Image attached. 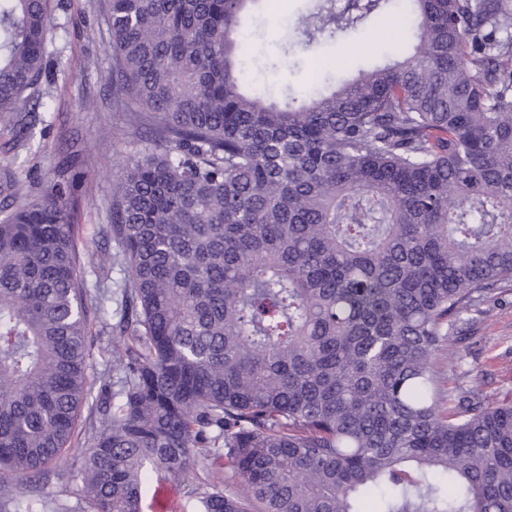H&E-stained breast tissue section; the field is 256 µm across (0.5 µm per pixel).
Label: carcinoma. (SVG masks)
<instances>
[{
    "label": "carcinoma",
    "mask_w": 512,
    "mask_h": 512,
    "mask_svg": "<svg viewBox=\"0 0 512 512\" xmlns=\"http://www.w3.org/2000/svg\"><path fill=\"white\" fill-rule=\"evenodd\" d=\"M257 0H103L124 311L87 512H512V399L445 392L462 316L512 295V0H410L413 51L329 94L243 87ZM389 0H319L302 49ZM50 0H0V122L42 105ZM0 204V512L40 495L91 396L73 186ZM230 474L241 486L224 483Z\"/></svg>",
    "instance_id": "1"
}]
</instances>
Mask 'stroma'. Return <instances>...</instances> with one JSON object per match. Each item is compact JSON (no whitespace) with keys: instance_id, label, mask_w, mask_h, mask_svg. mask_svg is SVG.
Returning a JSON list of instances; mask_svg holds the SVG:
<instances>
[{"instance_id":"obj_1","label":"stroma","mask_w":512,"mask_h":512,"mask_svg":"<svg viewBox=\"0 0 512 512\" xmlns=\"http://www.w3.org/2000/svg\"><path fill=\"white\" fill-rule=\"evenodd\" d=\"M309 8L308 0H267L250 22L249 36L241 41L246 54L263 51L275 57L290 52L294 67L271 71L258 80L281 100L324 77L347 81L360 71L393 62L413 39L403 0H394L357 28L321 36V57L316 60L298 48ZM51 22L48 75L38 92L52 99L54 108L27 113L24 122L33 134L28 141L13 139L10 128L0 124V172L11 171L19 185L36 192L57 169L83 172L75 198L87 279L116 282L120 267L107 263L105 257L116 254L118 247L100 230L110 221L112 171L129 151L133 135L125 114L112 109L110 36L100 0H58ZM117 307L114 301L88 304L89 376L96 393L112 370ZM458 329L442 365L446 390L474 387L490 401L512 393V297L465 316Z\"/></svg>"}]
</instances>
